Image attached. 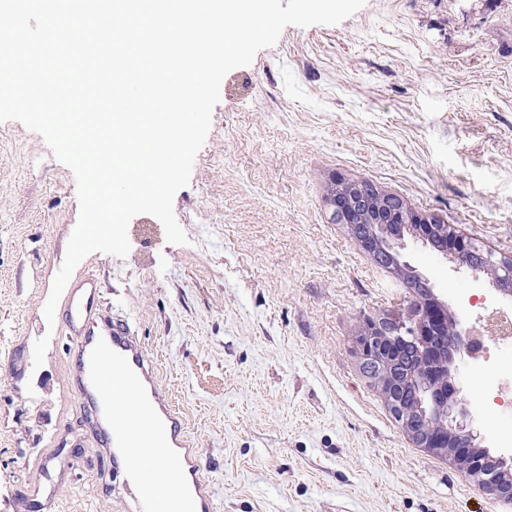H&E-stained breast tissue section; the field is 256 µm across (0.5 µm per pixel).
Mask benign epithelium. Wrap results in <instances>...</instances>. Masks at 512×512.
Here are the masks:
<instances>
[{
    "label": "benign epithelium",
    "instance_id": "7a95c632",
    "mask_svg": "<svg viewBox=\"0 0 512 512\" xmlns=\"http://www.w3.org/2000/svg\"><path fill=\"white\" fill-rule=\"evenodd\" d=\"M329 205L332 218L347 225L378 264L395 269L414 286L426 288L428 280L398 261L394 245L402 239L403 227L413 228V236L426 243L440 238L438 251H450L467 268L494 275L501 291L512 292L511 260L463 241L451 226L413 211L400 198L370 183L337 180ZM467 335L469 331L432 294L416 305L406 323L368 321L360 339L363 368L418 447L453 459L466 467L484 491L511 500L512 458L494 455L476 443L477 435L456 398L459 389L453 366L456 359L472 356L474 340Z\"/></svg>",
    "mask_w": 512,
    "mask_h": 512
}]
</instances>
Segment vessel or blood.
I'll list each match as a JSON object with an SVG mask.
<instances>
[{"mask_svg": "<svg viewBox=\"0 0 512 512\" xmlns=\"http://www.w3.org/2000/svg\"><path fill=\"white\" fill-rule=\"evenodd\" d=\"M62 328L75 348L73 382L86 423L101 440V453L116 459L141 448L165 456L176 483L192 477L199 512H214L210 489L199 473L198 452L186 434L181 415L160 390L144 345L103 301L96 278L86 277L74 286L62 314ZM116 380L132 388L133 406H113L112 383ZM134 409L148 416L142 428L125 424ZM132 484L135 512H157L153 490L144 478H133Z\"/></svg>", "mask_w": 512, "mask_h": 512, "instance_id": "1", "label": "vessel or blood"}]
</instances>
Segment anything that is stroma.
<instances>
[{
    "instance_id": "obj_1",
    "label": "stroma",
    "mask_w": 512,
    "mask_h": 512,
    "mask_svg": "<svg viewBox=\"0 0 512 512\" xmlns=\"http://www.w3.org/2000/svg\"><path fill=\"white\" fill-rule=\"evenodd\" d=\"M339 178L512 259V0H366L336 25L286 26L221 83L173 199L187 243L141 214L126 257L91 253L72 277L96 275L154 358L216 512H512L416 447L364 371L367 320L407 318L416 296L331 221ZM79 215L74 173L0 122V512H132L44 316ZM395 250L492 346L460 396L481 445L512 449V355L476 309L512 299L411 235Z\"/></svg>"
}]
</instances>
